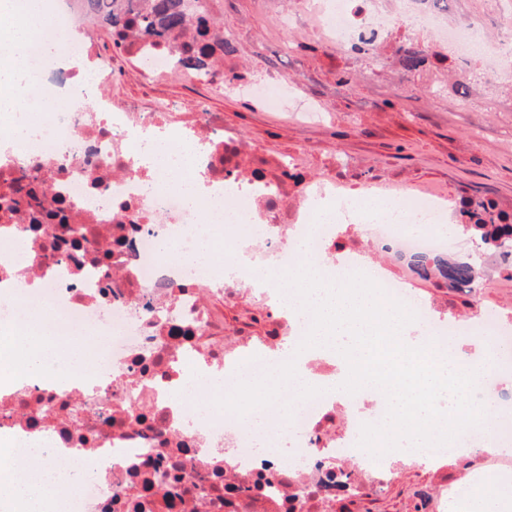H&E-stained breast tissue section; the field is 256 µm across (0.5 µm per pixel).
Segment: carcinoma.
Returning a JSON list of instances; mask_svg holds the SVG:
<instances>
[{"instance_id":"obj_1","label":"carcinoma","mask_w":512,"mask_h":512,"mask_svg":"<svg viewBox=\"0 0 512 512\" xmlns=\"http://www.w3.org/2000/svg\"><path fill=\"white\" fill-rule=\"evenodd\" d=\"M88 14L102 16L101 24L111 30L129 25L137 26V32L146 38L166 39L187 24V0H159L151 12L142 11L129 18L127 14L137 9L136 0H123L112 12L101 15L102 0H85ZM404 67L413 71L424 62L427 54L419 45L409 41L401 48ZM210 56L209 46L190 45L180 51V66L199 70ZM461 215L468 217L470 228L480 245L486 250L497 251L512 245V224L505 223L507 215L497 205L484 198H468L463 201ZM416 274L424 280L436 279L448 287L463 289L473 280L472 264L465 260L450 262L442 255H413L409 261Z\"/></svg>"}]
</instances>
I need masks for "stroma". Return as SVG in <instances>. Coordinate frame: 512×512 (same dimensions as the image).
I'll return each mask as SVG.
<instances>
[{
	"mask_svg": "<svg viewBox=\"0 0 512 512\" xmlns=\"http://www.w3.org/2000/svg\"><path fill=\"white\" fill-rule=\"evenodd\" d=\"M219 21L221 27L238 33L235 52L224 65L225 76L239 74L245 66L255 70L277 67L289 93L327 99V122L307 124L211 85L194 86L178 78L148 83L115 48L111 34L100 28L97 38L114 61L108 91L148 104L176 100L180 121L195 118L202 106L222 113L225 127L240 132L264 156L301 155L308 178L330 172L341 155L347 160L344 172L351 181L397 177L433 183L445 187L450 197H489L502 210L512 212V100L471 80L466 65L444 58L435 70L452 80L456 95L483 99L485 105L478 112L457 111L447 96L429 94L417 73L395 78L401 68V39L379 47L388 67L368 79L363 72L372 62L370 53L339 50L320 41L306 25L283 31L265 0H230ZM286 38L299 45L294 55L279 51ZM410 288L447 315L512 313V273L506 271L483 282L474 295L417 277L411 278ZM254 312L246 296L225 305V330L241 336L269 335L274 322L255 319ZM480 461L475 454L467 458L447 455L439 466L411 468L367 496H337L326 501L323 510L422 512L423 490L447 480L466 487Z\"/></svg>",
	"mask_w": 512,
	"mask_h": 512,
	"instance_id": "1",
	"label": "stroma"
}]
</instances>
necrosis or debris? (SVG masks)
<instances>
[{
  "label": "necrosis or debris",
  "mask_w": 512,
  "mask_h": 512,
  "mask_svg": "<svg viewBox=\"0 0 512 512\" xmlns=\"http://www.w3.org/2000/svg\"><path fill=\"white\" fill-rule=\"evenodd\" d=\"M45 2L25 50L27 66L45 78L43 109L12 116L31 118L38 131L0 150V194L24 199L16 210L0 207V325L19 322L30 307L14 280L39 279L58 341H76L83 329L93 334L81 359L95 384L38 377L0 386V434L13 435L30 461L21 475L51 470L65 481L83 472L74 499L58 512H317L341 490L336 461L357 459L362 424L382 422L387 408L363 390L295 402L289 419L267 407L264 419L279 433L272 450L229 412L193 415L209 380L218 379L224 394L241 378H259L273 358L287 359L284 345L302 334L282 313L276 335L247 342L225 332L224 303L246 293L257 308H271V290L255 285L256 272L276 281L308 257L325 260L329 278L368 275L415 313L428 341L479 338L480 323L437 315L357 243L363 237L404 256L454 253L459 242L441 229L453 206L446 188L379 178L356 185L333 173L309 180L292 156L268 169L220 113L205 110L177 126L176 102L146 106L107 92V65L92 49L87 14L75 0ZM300 2L316 16L315 34L343 48L373 51L400 29L433 32L442 55L468 64L480 81L512 70V34L488 52L474 23L449 22L421 0H395L388 13L376 0ZM196 30L192 21L170 39L132 31L120 39L127 59L150 78L183 74L323 122L327 104L286 97L276 71L228 86L219 52L207 71H183L178 52ZM64 37L69 57L47 55L46 45ZM88 72L96 82L85 81ZM147 131L167 140L176 166L146 158ZM188 181L207 188L191 205ZM318 198L335 202L329 216L307 209ZM204 232L213 253L186 265ZM339 412L349 418L347 431L326 434Z\"/></svg>",
  "instance_id": "4bbe7bcc"
}]
</instances>
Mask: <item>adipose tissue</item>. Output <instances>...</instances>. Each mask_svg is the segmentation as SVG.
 Here are the masks:
<instances>
[{
	"instance_id": "adipose-tissue-1",
	"label": "adipose tissue",
	"mask_w": 512,
	"mask_h": 512,
	"mask_svg": "<svg viewBox=\"0 0 512 512\" xmlns=\"http://www.w3.org/2000/svg\"><path fill=\"white\" fill-rule=\"evenodd\" d=\"M43 9L42 0H25L24 5H0V112H25L32 108L29 88L36 76L24 62L27 43L36 35L35 18ZM50 322L39 308L30 309L22 322L0 336V376L23 382L40 375L54 374L65 379L80 371V348L68 344L62 352L66 370L51 371L43 359L47 344L53 343ZM76 482L54 481L39 477H21L12 468L0 469V504L14 503L22 512H45L58 507ZM460 512H512V476L503 474L488 481L485 492L470 496Z\"/></svg>"
}]
</instances>
